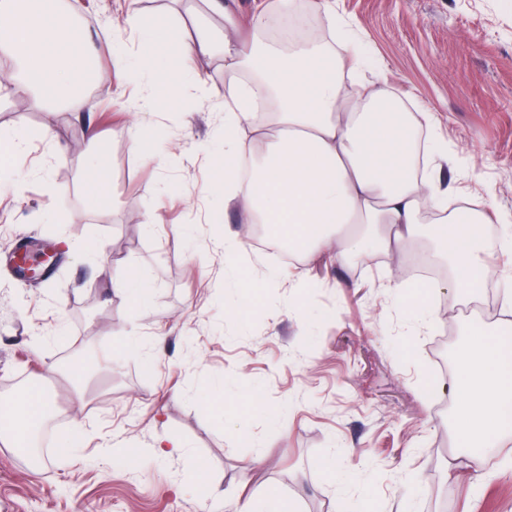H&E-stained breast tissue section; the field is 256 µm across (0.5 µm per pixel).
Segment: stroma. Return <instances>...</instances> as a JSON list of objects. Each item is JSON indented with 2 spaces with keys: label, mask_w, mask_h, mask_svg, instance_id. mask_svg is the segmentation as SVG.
Instances as JSON below:
<instances>
[{
  "label": "stroma",
  "mask_w": 512,
  "mask_h": 512,
  "mask_svg": "<svg viewBox=\"0 0 512 512\" xmlns=\"http://www.w3.org/2000/svg\"><path fill=\"white\" fill-rule=\"evenodd\" d=\"M93 31L122 24L129 0H70ZM361 37L364 76L406 112L431 113L428 137L447 148L437 168L500 233L512 214V0H329ZM148 19L205 12L203 0H138ZM87 87L93 116L33 97L0 106V126L30 135L13 161L20 179L0 188V398L50 380L55 409L78 426L76 452L59 426L47 464L0 443V512H236L249 495L276 494L296 512H512V442L487 451L481 470H455L460 402L436 372L440 337L512 329L462 296L415 294L405 253L358 263L320 252L289 263L248 245L228 268L218 242L241 212L210 195L206 148L220 113L189 89L147 117L161 154L132 153L141 89L112 70ZM94 122L112 162L110 199L81 188ZM64 153L51 186L26 173L42 162L43 126ZM58 252L31 284L5 266L17 237ZM99 247L96 258L85 241ZM136 265L138 300L113 279ZM261 395L249 404V393ZM190 457L132 465L98 454L100 436L131 448L161 433ZM258 468H251L255 455ZM337 459L354 476L341 486ZM201 465L216 498L187 480Z\"/></svg>",
  "instance_id": "stroma-1"
}]
</instances>
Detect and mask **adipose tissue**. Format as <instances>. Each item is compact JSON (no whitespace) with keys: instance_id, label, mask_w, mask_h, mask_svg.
<instances>
[{"instance_id":"obj_1","label":"adipose tissue","mask_w":512,"mask_h":512,"mask_svg":"<svg viewBox=\"0 0 512 512\" xmlns=\"http://www.w3.org/2000/svg\"><path fill=\"white\" fill-rule=\"evenodd\" d=\"M206 2L223 17V35L198 19L186 36L180 20L150 21L132 9L125 25L151 51L132 59L113 52L112 65L148 79L155 92L143 106L160 112L187 84L203 85L193 60L222 57L229 93L215 95L213 109L224 115L217 127L224 150L211 166L224 174L225 210L286 228L289 250H323L341 262L402 250L431 234L439 243L436 256L447 257L454 271L452 289L477 295L489 274L488 257L511 253L512 240L488 239L482 214L447 211L434 171L415 170L403 114H369L386 90L363 98L348 91L341 72L359 52L347 29H340L336 45L309 38L278 55L259 49V15L244 17L238 0ZM117 36L109 25L79 29L64 0H0V59L16 66L0 75V93L94 112L97 104L84 91L99 76L89 47ZM452 389L461 401L457 431L470 447L457 465L477 469L485 449L512 436V337L472 333ZM49 406L37 386L28 387L22 401L0 403V421L14 422L8 440L15 450L27 451Z\"/></svg>"}]
</instances>
